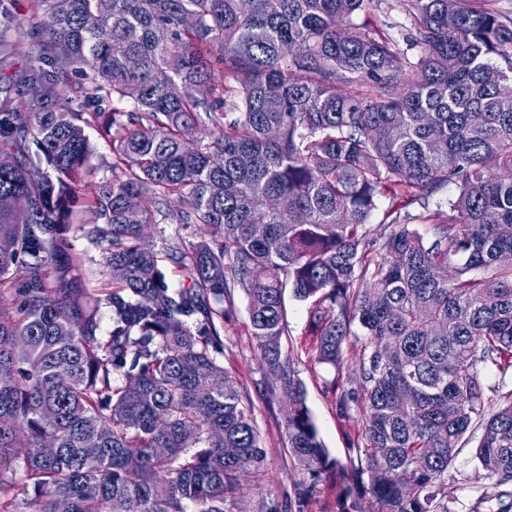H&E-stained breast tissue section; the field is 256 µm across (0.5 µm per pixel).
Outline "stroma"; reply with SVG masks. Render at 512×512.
<instances>
[{"mask_svg": "<svg viewBox=\"0 0 512 512\" xmlns=\"http://www.w3.org/2000/svg\"><path fill=\"white\" fill-rule=\"evenodd\" d=\"M378 33L400 37L409 19L406 0H372L362 12ZM43 16L37 0H0V37L15 40V54L0 55V107H14L19 98L11 82L30 66L53 70L54 58L40 36ZM200 230L194 224H150L146 243L159 254L197 242ZM75 249L84 261L86 280L92 293L101 295L111 283V271L104 264L99 247L81 233H72ZM287 333L283 351L289 355L306 390V404L330 459L346 465L350 451L345 427L336 416L331 382L342 375L349 388H357V374L350 367L342 371L316 364L310 348L309 317L306 303L286 296ZM248 301L243 290L234 289L224 306V330L214 358L237 382L245 401L252 407L261 435V457L240 475L243 489L229 502V512H342L341 502L328 481L313 479L288 448L285 419L288 406L280 394L272 393L265 377L257 346L248 331ZM512 493V483L495 485L486 478L474 460L473 446L459 449L448 469V512H494L496 497Z\"/></svg>", "mask_w": 512, "mask_h": 512, "instance_id": "obj_1", "label": "stroma"}]
</instances>
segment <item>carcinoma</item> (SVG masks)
Listing matches in <instances>:
<instances>
[{
  "label": "carcinoma",
  "instance_id": "obj_1",
  "mask_svg": "<svg viewBox=\"0 0 512 512\" xmlns=\"http://www.w3.org/2000/svg\"><path fill=\"white\" fill-rule=\"evenodd\" d=\"M38 2L64 63L29 68L23 110L0 109V471L25 467L26 512H227L261 453L209 351L236 287L290 404V452L343 512H448L475 426L478 466L511 482L512 401L489 411L481 372H512V18L494 0H407L402 48L353 21L372 0ZM70 70L92 74L87 117L57 106ZM91 121L113 162L88 195ZM446 186L448 210L430 209ZM381 195L388 232L368 248ZM85 212L78 229L118 271L102 296L67 235ZM157 216L205 234L168 254L188 271L177 290L142 235ZM288 288L316 363H358V389L332 381L346 467L283 352Z\"/></svg>",
  "mask_w": 512,
  "mask_h": 512
}]
</instances>
